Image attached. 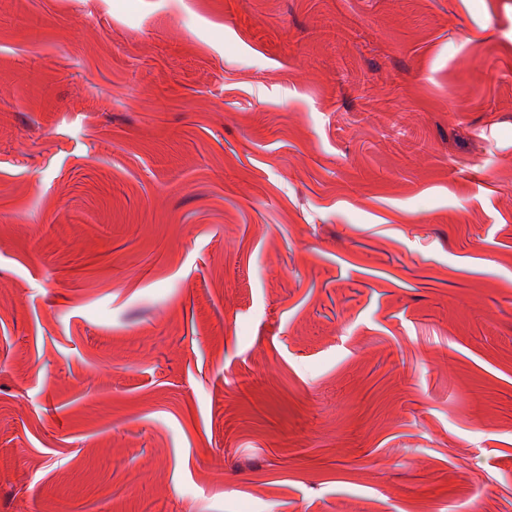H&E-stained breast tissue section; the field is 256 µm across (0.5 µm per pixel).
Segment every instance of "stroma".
I'll use <instances>...</instances> for the list:
<instances>
[{
    "mask_svg": "<svg viewBox=\"0 0 512 512\" xmlns=\"http://www.w3.org/2000/svg\"><path fill=\"white\" fill-rule=\"evenodd\" d=\"M0 512H512V0H0Z\"/></svg>",
    "mask_w": 512,
    "mask_h": 512,
    "instance_id": "obj_1",
    "label": "stroma"
}]
</instances>
